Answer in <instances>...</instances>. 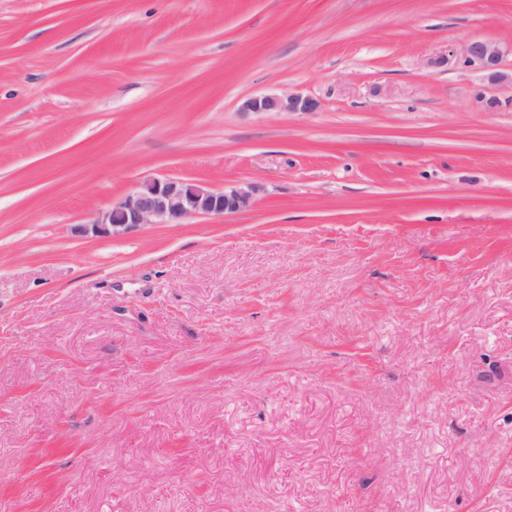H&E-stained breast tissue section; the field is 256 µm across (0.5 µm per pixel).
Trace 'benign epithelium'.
Listing matches in <instances>:
<instances>
[{"instance_id": "1", "label": "benign epithelium", "mask_w": 512, "mask_h": 512, "mask_svg": "<svg viewBox=\"0 0 512 512\" xmlns=\"http://www.w3.org/2000/svg\"><path fill=\"white\" fill-rule=\"evenodd\" d=\"M503 50L496 44L473 40L465 46V61L476 65L491 84H512V72L503 68ZM318 100L300 94H266L247 99L243 109L258 114L318 111ZM258 186L242 182L220 190L199 183L169 177H151L136 183L130 191L87 224L74 232L82 235L120 236L147 224H180L198 215L224 216L249 208Z\"/></svg>"}]
</instances>
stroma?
<instances>
[{"instance_id": "stroma-1", "label": "stroma", "mask_w": 512, "mask_h": 512, "mask_svg": "<svg viewBox=\"0 0 512 512\" xmlns=\"http://www.w3.org/2000/svg\"><path fill=\"white\" fill-rule=\"evenodd\" d=\"M474 39L512 0H0V512H512ZM153 176L259 191L73 233ZM242 107L247 112L258 114H310L319 110L320 103L315 98L300 94H266L247 99Z\"/></svg>"}]
</instances>
